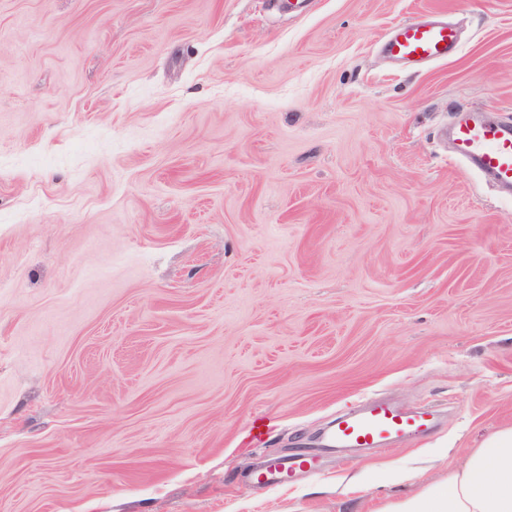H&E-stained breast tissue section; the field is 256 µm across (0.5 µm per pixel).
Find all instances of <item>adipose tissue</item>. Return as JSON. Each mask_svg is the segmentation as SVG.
<instances>
[{
  "instance_id": "ef3b65f1",
  "label": "adipose tissue",
  "mask_w": 512,
  "mask_h": 512,
  "mask_svg": "<svg viewBox=\"0 0 512 512\" xmlns=\"http://www.w3.org/2000/svg\"><path fill=\"white\" fill-rule=\"evenodd\" d=\"M380 512H512V425L485 436L444 485L384 504Z\"/></svg>"
}]
</instances>
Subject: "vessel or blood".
<instances>
[{
	"label": "vessel or blood",
	"instance_id": "vessel-or-blood-1",
	"mask_svg": "<svg viewBox=\"0 0 512 512\" xmlns=\"http://www.w3.org/2000/svg\"><path fill=\"white\" fill-rule=\"evenodd\" d=\"M459 32L441 17L412 19L394 26L382 39L384 54L400 64L428 65L445 61L460 47ZM454 155L502 188L512 187V123L464 121L451 131ZM436 412L426 408L407 413L381 400L337 418L326 434L340 448H369L398 439L409 440L431 431ZM305 455L270 460L257 478L285 484L295 473L312 469Z\"/></svg>",
	"mask_w": 512,
	"mask_h": 512
}]
</instances>
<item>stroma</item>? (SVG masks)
<instances>
[{
    "instance_id": "stroma-1",
    "label": "stroma",
    "mask_w": 512,
    "mask_h": 512,
    "mask_svg": "<svg viewBox=\"0 0 512 512\" xmlns=\"http://www.w3.org/2000/svg\"><path fill=\"white\" fill-rule=\"evenodd\" d=\"M286 3L0 0V512H379L512 424V195L441 135L512 123V0ZM375 396L439 423L318 446ZM460 44L456 26L438 16L400 23L381 40L382 51L389 59L413 65L446 61L457 53ZM313 467V459L305 455L273 459L268 462L262 472L256 475V479L269 485H284L295 473L311 470Z\"/></svg>"
}]
</instances>
